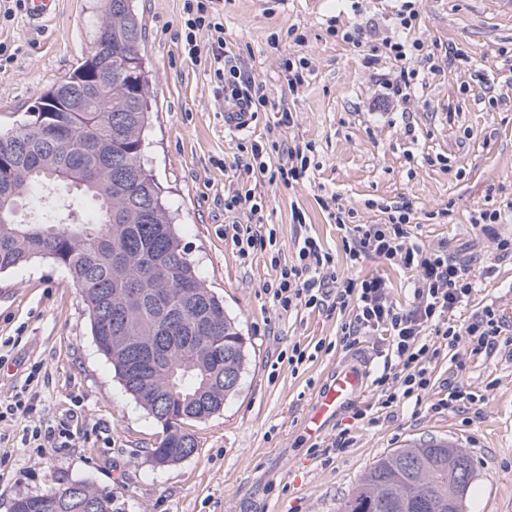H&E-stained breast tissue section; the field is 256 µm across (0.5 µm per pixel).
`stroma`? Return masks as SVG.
I'll return each instance as SVG.
<instances>
[{"label":"stroma","mask_w":512,"mask_h":512,"mask_svg":"<svg viewBox=\"0 0 512 512\" xmlns=\"http://www.w3.org/2000/svg\"><path fill=\"white\" fill-rule=\"evenodd\" d=\"M104 0H58L41 27L17 15L0 40L17 55L0 72V127L23 121L40 94L77 66L93 38L89 18ZM184 0H135L142 53L153 75L151 124L143 160L163 187L173 222L207 285L224 300L247 339L239 391L223 411L193 423L198 449L154 467L149 452L162 428L123 389L99 354L83 297L64 267L37 259L0 273V402L31 386L34 409L0 421V512L19 495L84 480L112 492L120 512H340L366 469L404 444L453 438L472 458L467 512H512V358H465L463 385L484 399L466 414L404 406L371 427L345 408L318 437L303 421L337 365L363 356L383 364L380 338L340 346L339 311L278 310L266 290L277 267L295 258L307 228L336 262L339 276L388 279L398 306L409 307V276L368 257L346 263L341 232L321 205L334 193L356 223L378 222L368 201L412 203L419 238L483 268L471 306L496 303L512 318V261L498 260L474 212L512 201V0H423L415 35L432 58L419 64L415 98L381 114L370 103L394 66L367 67L371 49L392 36L393 0H218L224 52L250 71L266 102L248 127L224 124V90L206 58L193 59L176 33ZM351 33L353 41L342 40ZM458 52L449 60V52ZM305 59V80L289 89L283 63ZM294 122L280 123L282 112ZM272 164L285 149L311 144L307 180L287 186L261 180L263 223L276 245L242 260L224 227L234 221L224 197L240 188L250 146ZM303 210L305 226L293 220ZM332 342L299 372L278 362L294 343ZM37 379H30V371ZM74 424L65 448L37 450L24 437L36 427ZM352 444L326 453L342 430Z\"/></svg>","instance_id":"1"}]
</instances>
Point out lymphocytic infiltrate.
<instances>
[{"mask_svg":"<svg viewBox=\"0 0 512 512\" xmlns=\"http://www.w3.org/2000/svg\"><path fill=\"white\" fill-rule=\"evenodd\" d=\"M216 0H184L181 41L191 57L200 52L197 36L200 31L211 34L207 50L216 66L215 77L224 86V103L240 111L254 113L265 101L254 78L224 58V24L213 11ZM421 0H398L394 13L395 32L383 42L382 54H370L366 63L379 65L382 59L397 63V74L385 86L383 103L409 101L415 94L417 62L430 60L422 40L411 34L419 15ZM264 147L251 146L253 162L248 174L274 173L285 183L306 178L309 158L304 147L287 150L288 161L270 167L264 158ZM226 212L245 214L247 223L235 220L225 225L224 236L230 239L239 257L246 258L275 242L273 229L254 223L264 203L254 190L243 187L224 200ZM380 222L356 224L352 210L337 207L333 211L336 226L344 233L345 253L350 266L375 257L402 266L414 277L415 301L410 309L397 307L389 288L381 277L359 281L339 280L332 270L334 258L321 242L309 235L296 240V260L281 266L268 292L274 305L282 311L298 308L339 310L347 313L342 326V343L352 346L360 339L377 336L387 346L383 369L375 377V399L366 408L353 414L354 420L377 424L380 414L407 404L422 405L435 387L432 364L442 350L465 346L473 357L490 356L498 347H512V320L507 319L496 304L490 303L474 312L465 325H458L457 314L467 307L478 286V277L471 268L460 264L448 254L445 246H429L415 233V212L410 203L379 204Z\"/></svg>","mask_w":512,"mask_h":512,"instance_id":"lymphocytic-infiltrate-1","label":"lymphocytic infiltrate"}]
</instances>
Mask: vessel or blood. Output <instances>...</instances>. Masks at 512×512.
<instances>
[{
	"label": "vessel or blood",
	"instance_id": "b4317fda",
	"mask_svg": "<svg viewBox=\"0 0 512 512\" xmlns=\"http://www.w3.org/2000/svg\"><path fill=\"white\" fill-rule=\"evenodd\" d=\"M57 0H26L31 25L37 26L50 17ZM370 369L367 363L353 361L336 368L330 380L319 390L315 405L305 420L307 432L321 433L342 410L368 388Z\"/></svg>",
	"mask_w": 512,
	"mask_h": 512
}]
</instances>
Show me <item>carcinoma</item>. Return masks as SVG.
I'll return each instance as SVG.
<instances>
[{"mask_svg": "<svg viewBox=\"0 0 512 512\" xmlns=\"http://www.w3.org/2000/svg\"><path fill=\"white\" fill-rule=\"evenodd\" d=\"M112 41L87 50L67 79L90 66L112 71V85L89 94L84 112H39L59 99L63 83L44 90L27 118L0 128V272L49 259L71 275L86 303L98 350L109 360L126 392L161 412L157 449L177 457L198 448L187 426L198 406L223 410L241 384L247 359L245 337L212 302L213 318L191 299L209 288L182 246L162 192L142 161L148 124L150 78L141 56L142 22L129 0H108ZM138 53L134 81L127 75L130 51ZM45 124V134L32 129ZM126 336L152 340L174 334L151 379L137 376L128 354L112 342ZM224 381H213L216 373ZM472 465L468 451L431 439L397 448L376 460L342 506V512H466L473 479L458 480L457 467ZM116 512L112 492L86 484V497L67 498V486L19 496L16 512Z\"/></svg>", "mask_w": 512, "mask_h": 512, "instance_id": "obj_1", "label": "carcinoma"}]
</instances>
